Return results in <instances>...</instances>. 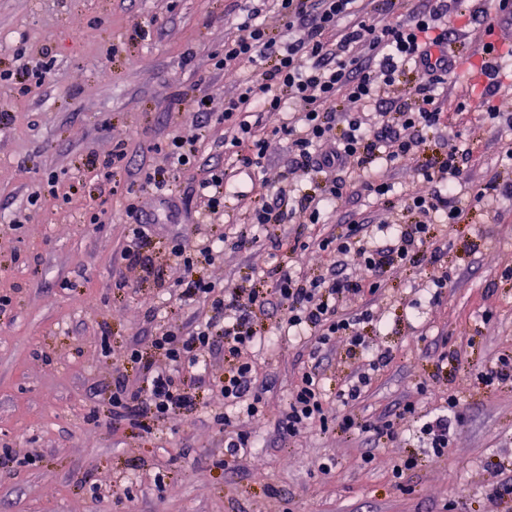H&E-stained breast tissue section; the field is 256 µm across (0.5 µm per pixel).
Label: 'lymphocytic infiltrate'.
<instances>
[{
  "mask_svg": "<svg viewBox=\"0 0 512 512\" xmlns=\"http://www.w3.org/2000/svg\"><path fill=\"white\" fill-rule=\"evenodd\" d=\"M273 2L284 19L283 32L271 33L259 21L263 6H250L239 34L225 38L223 53L211 58L216 70L251 69L236 90L225 96L223 112L212 113L205 97L188 102L202 118L201 129L214 123L223 126L218 145L227 166L202 164L195 141L172 136L154 144L162 162L143 172L141 185L154 191L171 218L178 209L172 189L175 172L200 169L202 177L194 188L200 209L206 216L220 213L226 199L235 195L234 171L263 167L267 140L278 136L288 142L286 166L315 179L316 191L299 195L291 185H281L274 200L261 196L248 202L246 224L222 229L197 246L189 245L185 236H172L163 263L155 262L150 252L156 225L146 219L138 192H131L126 207L130 219L128 243L122 250L126 266L142 269L160 282L168 267L178 268L182 298L203 302L209 313L154 337L157 359L144 367L145 385L117 381L109 414L116 421L136 419L145 430L151 420L174 419L195 402L185 377L204 380L214 354L223 353L233 366L219 389L225 409L215 414L214 422L224 434L228 460L242 457L255 446L250 434L233 429L230 409L253 421L266 420L248 350L309 335L318 348L328 345L332 337L344 336L352 351L368 352L358 327L372 321V311L348 313L342 302L376 298L384 274L391 269L415 267L426 259L438 262L442 251L432 227L458 223L462 208L456 189L471 158L448 130L449 111L461 112L472 105L490 119L512 126V113L498 95L503 85L500 68L483 65L489 84L474 104L442 93L449 74L461 64L448 51V25L465 16V0H418L402 20L394 17L398 0ZM409 71L414 83L400 90V80ZM354 103L363 104V111H351ZM283 111L289 112L288 121H276V114ZM431 134L442 135L445 151L437 163L417 165L426 191L409 192L393 201L392 186L372 177L374 166L414 162ZM345 196L375 198L383 209L401 208L408 220L378 225L375 239L363 237L358 225L346 234L323 237L317 248L333 257L331 269L310 277L287 264L275 270L273 286L266 290L244 282L223 289L206 276V266L223 255L225 244L248 242L252 228L319 223L322 206ZM353 256L358 270L351 273L347 266ZM272 305L281 309L280 320L273 330L257 329L256 316ZM318 358L317 351L310 353L302 367L277 422L278 430L293 436L310 423L324 430L333 424L349 435L393 437L391 421L371 422L352 411L330 407ZM458 406L457 396L449 395L438 413L420 427L435 458L445 455L449 437L461 423Z\"/></svg>",
  "mask_w": 512,
  "mask_h": 512,
  "instance_id": "lymphocytic-infiltrate-1",
  "label": "lymphocytic infiltrate"
}]
</instances>
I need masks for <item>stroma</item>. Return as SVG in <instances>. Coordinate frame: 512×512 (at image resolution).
I'll use <instances>...</instances> for the list:
<instances>
[{
	"mask_svg": "<svg viewBox=\"0 0 512 512\" xmlns=\"http://www.w3.org/2000/svg\"><path fill=\"white\" fill-rule=\"evenodd\" d=\"M243 7L242 0H0V69L45 50L53 60L28 95L0 83V295L11 298L0 313V447L32 460L0 466V512H445L451 501L457 512H499L489 495L512 481V384L485 387L473 368L512 352V280L504 277L512 271V200L486 210L470 196L492 175L512 179V162L498 161L512 127L478 111L451 119L475 163L460 191V223L432 227L444 244L445 292L427 293L429 263L388 271L373 321L359 327L373 354L390 361L350 408L371 421L395 416L393 439L313 425L280 439L276 423L310 339L254 350L269 421L259 430L236 421V430L261 442L239 460L224 462V436L211 418L224 408L216 386L230 369L220 354L208 383L196 386L195 407L174 421L153 422L148 434L108 417L116 380L141 381L143 362L155 360V334L193 322L203 309L122 260L123 186L143 165L160 163L149 145L197 134L196 114L172 106L173 96L207 97L220 112L249 75L246 67L209 68L225 36L237 33ZM119 142L128 146L129 170L109 194L86 161ZM287 153L286 140L269 138L263 168L237 171L236 190L265 195L285 180L307 190L306 176L287 172ZM99 198L104 211L93 224L89 205ZM352 218L393 216L370 198L344 197L322 223L282 230L310 242L348 232ZM293 261L308 275L319 267L317 254L295 258L262 237L225 249L206 273L221 287L250 276L268 288L271 269ZM88 295L90 313L75 304ZM133 344L142 363L125 359ZM321 355L335 403L367 361L340 336ZM451 394L464 422L435 463L419 422ZM408 402L415 415L399 418ZM408 457L416 467L394 480V465Z\"/></svg>",
	"mask_w": 512,
	"mask_h": 512,
	"instance_id": "stroma-1",
	"label": "stroma"
}]
</instances>
